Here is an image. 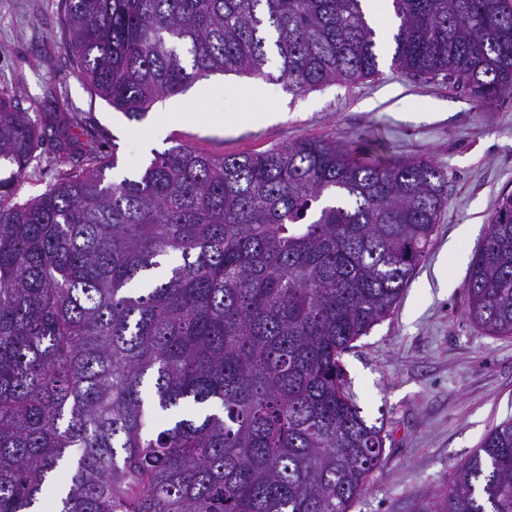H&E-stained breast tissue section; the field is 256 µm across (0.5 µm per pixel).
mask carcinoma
Returning a JSON list of instances; mask_svg holds the SVG:
<instances>
[{
	"label": "carcinoma",
	"instance_id": "carcinoma-1",
	"mask_svg": "<svg viewBox=\"0 0 512 512\" xmlns=\"http://www.w3.org/2000/svg\"><path fill=\"white\" fill-rule=\"evenodd\" d=\"M63 3L78 76L130 120L215 73L297 97L384 58L362 0ZM391 5V69L444 74L483 108L512 98V0ZM102 138L0 94V512H349L386 435L341 358L426 258L447 175L373 132L220 156L178 143L114 182ZM46 141L65 149L56 180L21 200ZM466 291L471 323L511 338L512 193ZM415 512H512V419Z\"/></svg>",
	"mask_w": 512,
	"mask_h": 512
}]
</instances>
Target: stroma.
I'll list each match as a JSON object with an SVG mask.
<instances>
[{"label": "stroma", "instance_id": "1", "mask_svg": "<svg viewBox=\"0 0 512 512\" xmlns=\"http://www.w3.org/2000/svg\"><path fill=\"white\" fill-rule=\"evenodd\" d=\"M60 0H0V91L25 112L92 113L105 130L103 154L119 180L152 151L182 143L212 155L257 152L304 138L336 143L374 131L395 158L428 157L448 177L449 207L427 258L393 313L342 357L346 387L368 422L383 421L382 464L350 512H413L453 483L458 464L492 425L512 418V338L484 333L466 316L465 276L501 193L512 192V100L486 109L443 76L390 69L364 81L293 97L281 85L216 74L128 120L91 95L63 50ZM183 122L163 120L172 107ZM272 110L270 122L224 126L218 115ZM46 143L20 190L41 194L57 175Z\"/></svg>", "mask_w": 512, "mask_h": 512}]
</instances>
